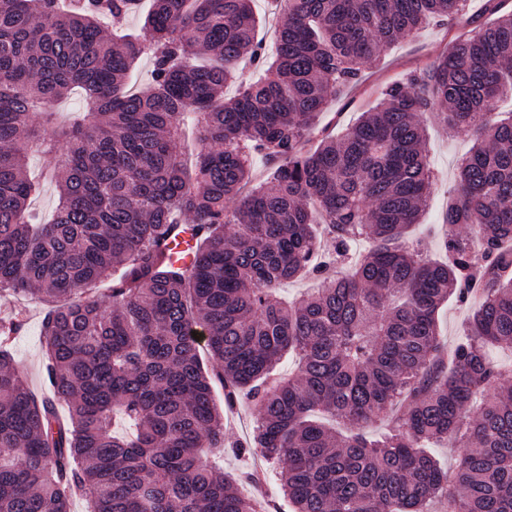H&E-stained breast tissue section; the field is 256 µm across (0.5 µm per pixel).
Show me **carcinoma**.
<instances>
[{
  "mask_svg": "<svg viewBox=\"0 0 512 512\" xmlns=\"http://www.w3.org/2000/svg\"><path fill=\"white\" fill-rule=\"evenodd\" d=\"M253 2L152 0L140 37L101 25L122 28L138 0H0V292L49 305L53 392L39 401L19 376L7 346L23 320L1 318L0 512H70L75 497L88 512H258L203 454L223 450L224 416L196 335L225 402L254 401L249 447L281 467L294 512H512V386L489 357L512 347V115L491 108L512 93V10L489 0V21L331 136L329 90L469 0H283L270 56ZM246 59L262 77L224 99ZM75 88L83 115L48 131ZM425 114L474 136L434 260L411 243L433 182ZM190 115L191 170L177 146ZM34 150L59 188L48 224L30 214ZM181 233L187 267L172 260ZM308 277L321 287L277 297ZM453 298L473 312L450 349ZM116 414L134 437L112 431ZM448 440L451 470L434 454Z\"/></svg>",
  "mask_w": 512,
  "mask_h": 512,
  "instance_id": "obj_1",
  "label": "carcinoma"
}]
</instances>
